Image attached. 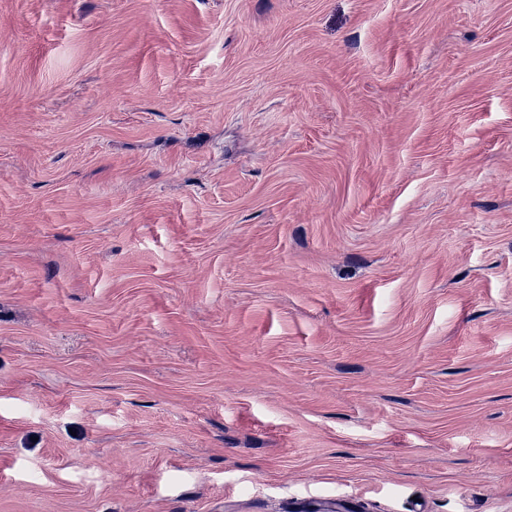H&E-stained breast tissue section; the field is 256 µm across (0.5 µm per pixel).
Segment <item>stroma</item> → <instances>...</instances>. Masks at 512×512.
Segmentation results:
<instances>
[{"mask_svg":"<svg viewBox=\"0 0 512 512\" xmlns=\"http://www.w3.org/2000/svg\"><path fill=\"white\" fill-rule=\"evenodd\" d=\"M512 512V0H0V512Z\"/></svg>","mask_w":512,"mask_h":512,"instance_id":"stroma-1","label":"stroma"}]
</instances>
